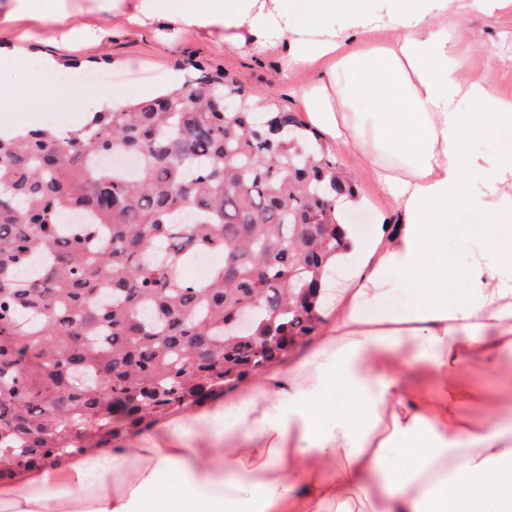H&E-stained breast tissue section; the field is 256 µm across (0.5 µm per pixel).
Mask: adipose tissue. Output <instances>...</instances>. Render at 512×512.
<instances>
[{"label": "adipose tissue", "instance_id": "ef3b65f1", "mask_svg": "<svg viewBox=\"0 0 512 512\" xmlns=\"http://www.w3.org/2000/svg\"><path fill=\"white\" fill-rule=\"evenodd\" d=\"M131 27L169 19L213 41L285 48L319 69L312 127L358 151L399 221L347 235L349 282L319 336L210 410L116 442L112 512H512V97L458 75L471 11L512 0H98ZM67 0H0V20L65 28ZM396 37L369 45L368 33ZM55 66L17 56L0 105L49 112ZM363 100L368 111H353ZM472 111H463V103ZM497 139L469 152V139ZM408 296L402 308L393 288ZM482 368L495 385L467 387ZM421 378L411 385L409 375ZM473 414L458 412L462 399ZM181 483L157 489L159 470ZM194 493H183L184 485Z\"/></svg>", "mask_w": 512, "mask_h": 512}]
</instances>
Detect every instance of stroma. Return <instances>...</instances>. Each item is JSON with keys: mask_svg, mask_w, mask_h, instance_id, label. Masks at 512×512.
<instances>
[{"mask_svg": "<svg viewBox=\"0 0 512 512\" xmlns=\"http://www.w3.org/2000/svg\"><path fill=\"white\" fill-rule=\"evenodd\" d=\"M81 12L73 14L72 28L90 24L101 27L105 35L90 43H64L49 39L40 22L31 18L0 22V68H5V55L24 51L33 58L55 62L59 73H66L68 63H76L84 73L109 72L116 79L115 87L126 97L139 99L144 91L126 83L134 74L158 76L163 85L177 83L192 65L205 71L223 70L228 80L239 82L253 97L265 99L286 112H300L298 90L315 80V72L305 70L285 73L280 52L255 55L246 49L210 41L194 27H178L174 36H160L156 25L129 28L113 23L111 14L92 12V0H78ZM471 31L460 47L462 79L487 81L499 94L512 97V12L490 19L474 12L463 21ZM328 150L342 170L355 180L360 205L345 208L344 221L354 232L363 227L379 229L392 224L396 216L374 183L360 169L357 155L329 145ZM32 486L41 490L38 499L18 497L14 483L0 481V493L11 497V512H110L111 496L86 498L82 488L74 487L68 469L57 474L32 478Z\"/></svg>", "mask_w": 512, "mask_h": 512, "instance_id": "1", "label": "stroma"}]
</instances>
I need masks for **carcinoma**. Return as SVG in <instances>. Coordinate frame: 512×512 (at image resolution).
Returning <instances> with one entry per match:
<instances>
[{
    "label": "carcinoma",
    "mask_w": 512,
    "mask_h": 512,
    "mask_svg": "<svg viewBox=\"0 0 512 512\" xmlns=\"http://www.w3.org/2000/svg\"><path fill=\"white\" fill-rule=\"evenodd\" d=\"M222 83L189 74L63 133L0 131V480L111 452L118 408L144 431L211 405L323 322L351 184L295 113L247 94L216 111ZM123 152L132 178L96 164ZM200 251L224 261L188 280ZM240 307L250 331L230 325Z\"/></svg>",
    "instance_id": "carcinoma-1"
}]
</instances>
